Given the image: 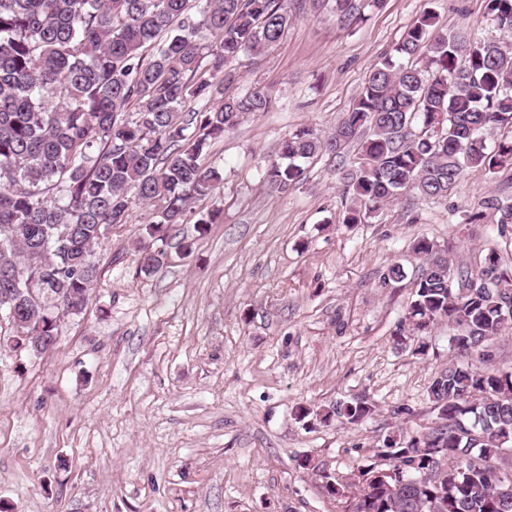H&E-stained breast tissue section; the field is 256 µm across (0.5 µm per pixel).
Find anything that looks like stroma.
<instances>
[{
	"label": "stroma",
	"instance_id": "stroma-1",
	"mask_svg": "<svg viewBox=\"0 0 512 512\" xmlns=\"http://www.w3.org/2000/svg\"><path fill=\"white\" fill-rule=\"evenodd\" d=\"M288 8L276 47L231 63L227 94L261 89L271 105L205 159L224 181L192 208L219 223L170 227L147 273L136 246L152 209L133 205L94 247L88 306L60 316L54 348H14L0 318V512H348L327 480L357 483L391 429L433 425L427 390L456 357L455 329L433 325L423 356L397 345L412 243L426 236L471 267L493 247L511 265L512 224L464 225L452 211L512 198V168L468 170L448 198L405 197L350 225L339 159L318 156L285 192L264 171L289 133L331 132L424 11L442 32H493L485 0H385L354 29L311 0ZM395 263L405 277L386 280ZM364 396L376 405L364 423L298 418Z\"/></svg>",
	"mask_w": 512,
	"mask_h": 512
}]
</instances>
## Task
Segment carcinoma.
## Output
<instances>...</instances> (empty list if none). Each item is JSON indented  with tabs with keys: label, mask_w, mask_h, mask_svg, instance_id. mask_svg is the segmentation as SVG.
I'll return each mask as SVG.
<instances>
[{
	"label": "carcinoma",
	"mask_w": 512,
	"mask_h": 512,
	"mask_svg": "<svg viewBox=\"0 0 512 512\" xmlns=\"http://www.w3.org/2000/svg\"><path fill=\"white\" fill-rule=\"evenodd\" d=\"M331 3L340 25L363 19L356 0ZM486 15L512 32V0H486ZM293 22L285 0H0V293L38 295L10 320L15 348L58 343L59 314L82 313L97 279L92 247L136 202L155 214L140 270L159 267L164 251L154 244L223 181L204 162L211 143L269 107L261 91L224 96L236 79L228 63L272 49ZM505 128L511 135L495 137ZM352 145L345 224L406 194L446 198L468 169L511 167L512 48L440 33L436 15L423 13L336 128L285 137L265 180L286 191L312 159ZM490 215L512 224V199L488 194L456 221ZM412 251L406 320L416 352L446 321L458 330L460 360L429 385L434 426L386 436L379 463L359 466L353 512H512V472L496 465L512 452V370L490 366L492 344L512 327V269L493 248L475 269L454 265L426 237ZM474 279L487 283L467 287ZM374 411L366 398L339 401L321 419L359 423Z\"/></svg>",
	"instance_id": "cac0c4a2"
}]
</instances>
